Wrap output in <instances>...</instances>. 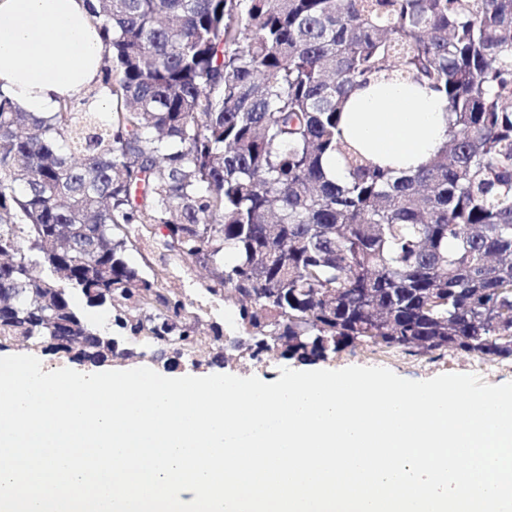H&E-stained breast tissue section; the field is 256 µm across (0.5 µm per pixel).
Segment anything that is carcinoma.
Here are the masks:
<instances>
[{
    "mask_svg": "<svg viewBox=\"0 0 512 512\" xmlns=\"http://www.w3.org/2000/svg\"><path fill=\"white\" fill-rule=\"evenodd\" d=\"M100 84L48 115L0 90V349L172 369L364 346L512 359V0H95ZM398 72L448 141L399 175L344 103ZM116 111H95L101 92ZM338 155L345 179L327 177ZM205 268L248 336L144 277L135 236ZM111 313L117 336L89 309Z\"/></svg>",
    "mask_w": 512,
    "mask_h": 512,
    "instance_id": "obj_1",
    "label": "carcinoma"
}]
</instances>
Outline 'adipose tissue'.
<instances>
[{"instance_id":"obj_1","label":"adipose tissue","mask_w":512,"mask_h":512,"mask_svg":"<svg viewBox=\"0 0 512 512\" xmlns=\"http://www.w3.org/2000/svg\"><path fill=\"white\" fill-rule=\"evenodd\" d=\"M104 47L86 0H0V90L45 115L83 97L102 76ZM345 138L396 170L426 164L448 138L445 103L418 84L380 76L351 92Z\"/></svg>"}]
</instances>
